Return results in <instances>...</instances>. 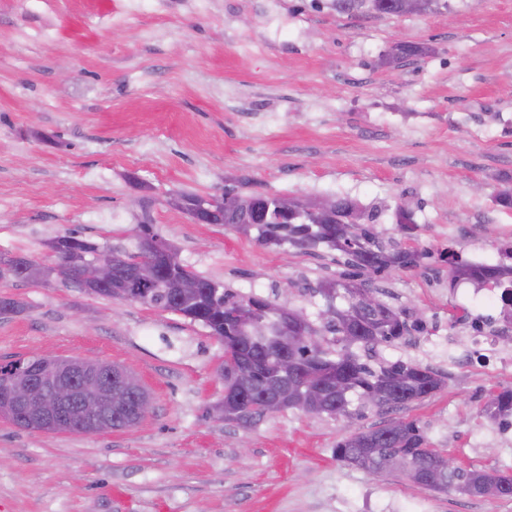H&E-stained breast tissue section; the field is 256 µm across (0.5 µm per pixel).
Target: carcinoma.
Wrapping results in <instances>:
<instances>
[{"mask_svg":"<svg viewBox=\"0 0 512 512\" xmlns=\"http://www.w3.org/2000/svg\"><path fill=\"white\" fill-rule=\"evenodd\" d=\"M336 12L351 14L371 9L378 14H403L402 0H334ZM282 197L252 191L244 194L237 188L209 199L193 194L176 198L173 205L194 215L201 207L212 210L213 223L224 224L249 235L264 247H291L306 251L326 247L341 253L351 272L336 279L317 283L315 292L327 303L344 294L349 304L320 326L310 325V336H298L277 313V304L268 301L271 312L253 322L241 321V312L254 297L235 294L224 284L190 270L178 258L174 245L164 240L151 224L139 225L140 244L170 251V263L154 267L153 278L137 288L122 276L107 287L92 279L91 265L79 251L96 247V243L74 234L53 238L48 246L56 257L68 254L75 260V286L94 295L122 300L124 295L138 297V302L178 314L209 329L224 344V362L218 375L224 381L228 399V421L244 427L269 413L294 409L306 414L337 418L348 414L357 418L368 407L379 411L397 410L422 401L439 390L442 377L432 369L404 360L381 363L377 367L362 361L350 348L361 344L369 349L383 343L401 341L415 332L426 330V322L382 299L371 306L351 304L355 293L368 286V272L382 279L392 271L421 266L431 252L415 246H402L385 239L368 223L370 216L347 196L326 198L329 212L309 211L311 199L293 197L289 206H281ZM397 224L409 238L417 226L412 211L397 206ZM502 261L494 265H476L462 260L453 250L441 253L448 264L450 285L466 280L478 287L504 286L512 305V245L502 248ZM44 265L27 256H0V281H30V271ZM189 278L202 288L197 295L178 304L174 283ZM288 342V364L295 369L291 378L278 371L281 341ZM244 347L255 357V367L246 379L235 374L237 348ZM31 366V359L18 358L0 367V390L10 385L14 372ZM383 394L382 400L376 394ZM482 415L492 423L512 417V390L492 395L484 404ZM336 458L348 465L373 474L403 476L415 486L431 491L438 488L410 478V471L424 465L433 467L445 460L444 451L433 447L426 433L414 421L394 420L381 427L357 430L336 443ZM441 479L447 492L468 497H488L509 475L496 470L464 469L445 471Z\"/></svg>","mask_w":512,"mask_h":512,"instance_id":"obj_1","label":"carcinoma"}]
</instances>
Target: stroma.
Here are the masks:
<instances>
[{
  "label": "stroma",
  "instance_id": "stroma-1",
  "mask_svg": "<svg viewBox=\"0 0 512 512\" xmlns=\"http://www.w3.org/2000/svg\"><path fill=\"white\" fill-rule=\"evenodd\" d=\"M333 0H0V255L55 261L73 232L133 254L150 220L182 263L240 295L288 301L321 324L315 285L340 252L265 248L197 224L173 199L247 183L289 197L347 195L401 239L406 203L422 267L381 279L384 301L425 333L374 351L445 377L426 400L381 413L419 424L462 467L512 473V441L479 413L512 389L463 354L472 286L463 260L512 240V0H449L401 16L337 13ZM403 37L417 55L394 59ZM0 363L90 356L134 373L154 409L105 434L22 431L0 418V512H512L511 498L436 495L337 461L343 419L288 410L244 427L224 397V346L201 324L54 280L0 282Z\"/></svg>",
  "mask_w": 512,
  "mask_h": 512
}]
</instances>
